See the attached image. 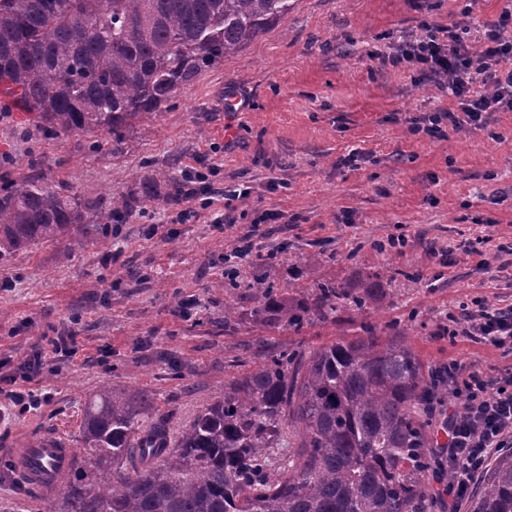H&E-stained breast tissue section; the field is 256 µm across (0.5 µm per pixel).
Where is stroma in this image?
Listing matches in <instances>:
<instances>
[{"label": "stroma", "instance_id": "35a3bbf8", "mask_svg": "<svg viewBox=\"0 0 512 512\" xmlns=\"http://www.w3.org/2000/svg\"><path fill=\"white\" fill-rule=\"evenodd\" d=\"M465 0H294L288 16L235 55L202 71L120 145L100 135L44 137L32 115H0V165L66 182L98 218V233L0 256V361L14 376L47 338L76 334L75 361L55 362L41 412L0 422V512H48L15 478L8 451L49 434L79 448L86 401L104 382L146 389L172 426L191 418L266 350H307L361 335L402 336L426 369L456 361L488 374L512 369V347L449 338L448 323L473 298L512 305V256L445 264L448 243L491 234L512 241V112L489 130L434 140L410 130L453 98L415 66L379 67L371 54L417 32L422 19L461 20ZM163 172L176 183L201 172L215 186L248 187L234 223H173L178 205L116 220L112 195ZM281 213L272 224L262 213ZM239 268L224 257L244 235ZM380 274L377 308H343L288 331L255 316L249 281L283 301L332 281L359 293ZM235 317L225 322V308Z\"/></svg>", "mask_w": 512, "mask_h": 512}]
</instances>
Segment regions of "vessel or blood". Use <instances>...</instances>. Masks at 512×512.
<instances>
[{
  "mask_svg": "<svg viewBox=\"0 0 512 512\" xmlns=\"http://www.w3.org/2000/svg\"><path fill=\"white\" fill-rule=\"evenodd\" d=\"M11 456L17 472L31 490L47 499L58 488L61 476L72 466L74 453L56 439L42 437L37 446L26 443L12 449Z\"/></svg>",
  "mask_w": 512,
  "mask_h": 512,
  "instance_id": "b4317fda",
  "label": "vessel or blood"
}]
</instances>
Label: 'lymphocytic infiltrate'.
I'll list each match as a JSON object with an SVG mask.
<instances>
[{
	"label": "lymphocytic infiltrate",
	"instance_id": "1",
	"mask_svg": "<svg viewBox=\"0 0 512 512\" xmlns=\"http://www.w3.org/2000/svg\"><path fill=\"white\" fill-rule=\"evenodd\" d=\"M464 23L438 27L421 21L420 36L404 43L395 52L381 55L382 64L419 65L438 84L448 89L456 106L423 114L412 122L416 133L443 139L448 128H488L493 113L512 112V4L504 7L496 19L482 21L471 7H464ZM481 34L479 44H471L470 29ZM179 194L183 206L175 216L182 224L210 208L215 198L232 204L241 198L238 190L213 187L205 176L190 178ZM459 335L490 345L504 347L512 339V306L499 307L476 302L458 324ZM78 349L74 337L49 339L46 348L27 362L24 385H17L11 374L0 375L9 386L7 398L12 414L23 415L40 409L50 400L49 394L35 388L46 364L66 358L74 359ZM437 380L447 385L450 396L459 399L458 407L448 417V495L463 498L475 475L490 458L512 447V373L492 376L480 371H466L449 363L437 372Z\"/></svg>",
	"mask_w": 512,
	"mask_h": 512
}]
</instances>
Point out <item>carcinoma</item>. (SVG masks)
<instances>
[{"label":"carcinoma","instance_id":"1","mask_svg":"<svg viewBox=\"0 0 512 512\" xmlns=\"http://www.w3.org/2000/svg\"><path fill=\"white\" fill-rule=\"evenodd\" d=\"M291 0H0V111L36 112L48 136L126 128L288 15ZM159 173L112 196L119 217L161 201ZM79 195L0 173V250L60 242L87 223ZM255 314L298 330L327 308L379 302L321 283L286 305L248 284ZM364 336L268 354L178 429L145 391L104 383L85 404L82 452L50 512H428L429 408L448 396L406 344ZM472 512H512V456Z\"/></svg>","mask_w":512,"mask_h":512}]
</instances>
